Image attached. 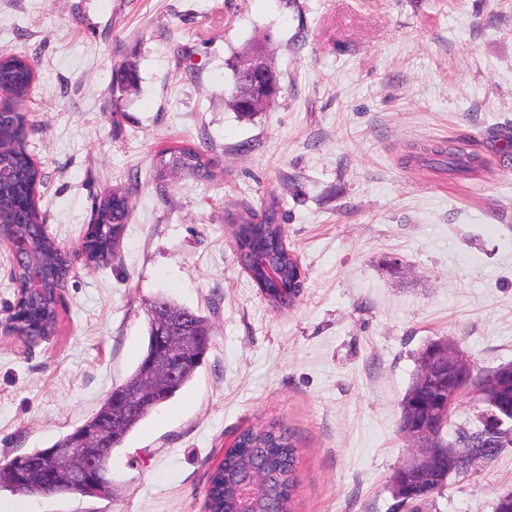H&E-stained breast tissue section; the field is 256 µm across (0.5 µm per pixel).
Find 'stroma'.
<instances>
[{
  "instance_id": "obj_1",
  "label": "stroma",
  "mask_w": 512,
  "mask_h": 512,
  "mask_svg": "<svg viewBox=\"0 0 512 512\" xmlns=\"http://www.w3.org/2000/svg\"><path fill=\"white\" fill-rule=\"evenodd\" d=\"M279 105L226 103L229 58L256 42ZM36 77L23 107L47 232L76 250L103 191L130 189L112 261L75 259L48 340L0 330V463L48 448L134 371L159 297L213 342L194 380L112 452L105 498L38 512H202L211 472L265 422L298 450L293 512H410L390 489L416 443L400 403L429 340L512 362V0H0V56ZM134 63L137 90H115ZM202 145L213 179L158 171ZM460 145L476 173L423 159ZM277 202L305 284L271 306L241 265L238 218ZM512 447L423 512H493Z\"/></svg>"
}]
</instances>
